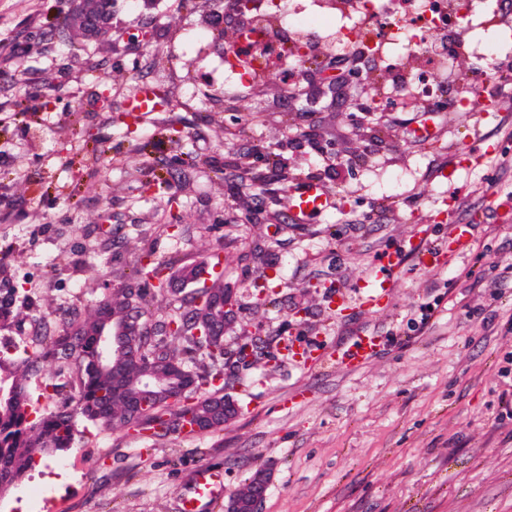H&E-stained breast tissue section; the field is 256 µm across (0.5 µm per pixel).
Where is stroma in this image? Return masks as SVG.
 <instances>
[{"label":"stroma","instance_id":"stroma-1","mask_svg":"<svg viewBox=\"0 0 512 512\" xmlns=\"http://www.w3.org/2000/svg\"><path fill=\"white\" fill-rule=\"evenodd\" d=\"M216 7L117 0L112 50L90 70L59 33L72 0H0V45L15 48L0 59V340L34 354L36 406L77 397L49 337L111 290H151L147 256L221 257L237 301L225 345L267 341L227 379L239 411L220 430L151 439L78 420L67 454H35L18 512H180L201 467L222 471L228 495L270 472L261 512H512V380L500 375L512 358V42L500 34L512 0L472 6L459 33L465 62L448 86L466 87L469 111L424 115L408 95L362 139L347 101L304 112L271 74L241 83L224 64L236 22L214 25ZM317 9L288 0L322 56L350 55ZM136 27L152 38L133 48ZM146 85L169 106L131 123ZM348 142L356 160L338 159ZM243 156L269 180L274 161L290 166L281 207L257 188L240 210L227 167ZM310 182L335 206L298 223L288 198ZM386 252L401 255L394 284L364 305ZM424 305L428 324L411 326ZM361 336L375 337L372 355L336 364Z\"/></svg>","mask_w":512,"mask_h":512}]
</instances>
